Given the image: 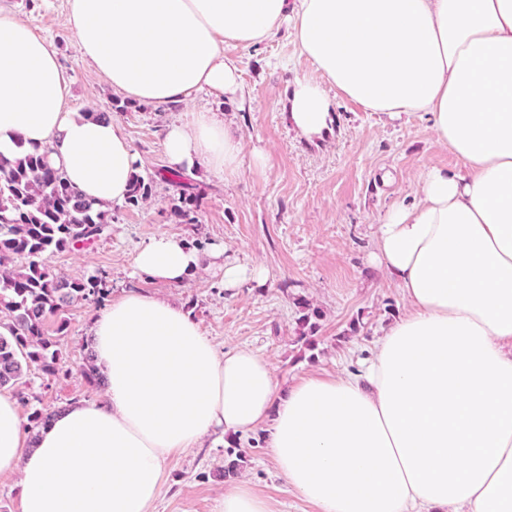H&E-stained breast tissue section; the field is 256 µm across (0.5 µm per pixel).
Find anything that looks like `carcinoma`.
I'll return each instance as SVG.
<instances>
[{
    "label": "carcinoma",
    "mask_w": 512,
    "mask_h": 512,
    "mask_svg": "<svg viewBox=\"0 0 512 512\" xmlns=\"http://www.w3.org/2000/svg\"><path fill=\"white\" fill-rule=\"evenodd\" d=\"M170 183L181 189L172 215L182 224L195 223V197L182 191V176ZM150 194V183L137 175L126 202L137 205ZM109 220L108 209H94L43 155L0 156V388L24 384L33 369L46 376L63 369L58 346L68 333V308L78 301L100 305L106 292L98 276H61L51 258L94 241ZM18 258L26 263L16 268ZM50 319L56 322L53 336L45 329ZM79 372L88 385L103 384L92 351Z\"/></svg>",
    "instance_id": "cac0c4a2"
}]
</instances>
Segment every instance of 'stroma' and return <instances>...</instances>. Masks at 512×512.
Returning <instances> with one entry per match:
<instances>
[{
	"label": "stroma",
	"mask_w": 512,
	"mask_h": 512,
	"mask_svg": "<svg viewBox=\"0 0 512 512\" xmlns=\"http://www.w3.org/2000/svg\"><path fill=\"white\" fill-rule=\"evenodd\" d=\"M36 33L53 42L70 77L73 106L116 111L138 152L140 173L153 179L149 198L110 205L111 223L94 243L57 253L52 264L69 278L98 276L109 297L139 287L170 297L192 312L218 348L248 346L270 361L281 387L308 377L334 378L360 368L385 326L406 309L396 283L375 263L377 231L391 205L414 198L419 174L430 167L463 171L461 161L434 136L424 113L390 116L368 112L345 98L335 101L334 127L310 141L288 118L286 90L295 78L314 75L299 58L289 30L264 44L225 46L241 69L243 101L213 103L240 131L244 149L232 178L200 170L186 177L197 198L196 221L169 215L176 190L166 180L161 132L182 106L124 101L94 74L77 50L67 0H0ZM263 165H255L254 152ZM179 236L205 250L225 249L230 260L262 266L264 283L225 291L219 266H203L172 288L131 275L136 248L157 233ZM96 304L80 301L67 312L62 341L65 374L29 376L14 388L23 414L100 396L79 373ZM309 342H301V334ZM246 452L241 476L270 503L272 512H315L287 486L264 448V434L226 437L173 458L156 512H215L224 492L227 451Z\"/></svg>",
	"instance_id": "stroma-1"
}]
</instances>
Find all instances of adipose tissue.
<instances>
[{"label": "adipose tissue", "instance_id": "adipose-tissue-1", "mask_svg": "<svg viewBox=\"0 0 512 512\" xmlns=\"http://www.w3.org/2000/svg\"><path fill=\"white\" fill-rule=\"evenodd\" d=\"M78 51L123 99L244 96L225 45L288 27L314 75L291 124L323 138L333 96L421 112L464 171L425 169L379 226L375 259L408 304L355 373L277 384L247 346L218 350L194 316L131 288L95 314L101 397L29 431L0 390V478L20 512H154L170 458L216 434L263 431L287 483L317 512H512V0H68ZM53 44L0 6V156L46 157L94 206L123 201L141 160L111 112L69 102ZM170 170L235 176L244 145L224 115L163 129ZM164 232L135 276L181 285L209 259ZM217 512H271L227 477Z\"/></svg>", "mask_w": 512, "mask_h": 512}]
</instances>
